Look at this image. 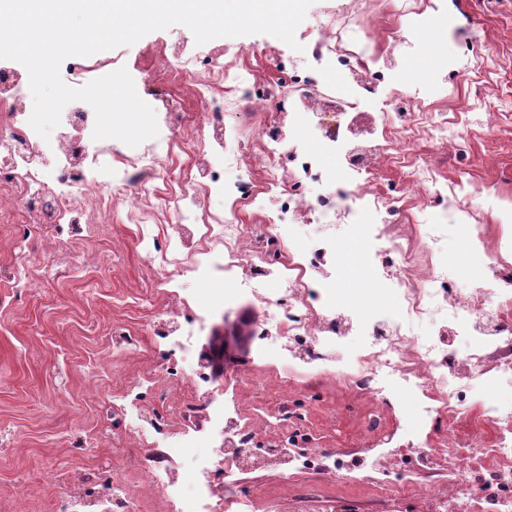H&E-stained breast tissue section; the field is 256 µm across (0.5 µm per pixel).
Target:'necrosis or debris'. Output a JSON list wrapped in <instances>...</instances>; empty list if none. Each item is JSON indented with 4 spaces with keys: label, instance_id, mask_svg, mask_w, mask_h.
I'll return each mask as SVG.
<instances>
[{
    "label": "necrosis or debris",
    "instance_id": "1",
    "mask_svg": "<svg viewBox=\"0 0 512 512\" xmlns=\"http://www.w3.org/2000/svg\"><path fill=\"white\" fill-rule=\"evenodd\" d=\"M231 51L211 41L209 65L199 70L183 50L158 49L147 65L168 86L155 107L159 133L135 147L94 139L95 112L83 101L70 102L53 139L42 138L20 105L27 72L0 71V223L47 229L49 262L67 250L58 225L109 223L113 203H123L135 224L174 214L169 243L185 257L183 272L201 280L221 275L234 288L250 289L261 312L250 326L252 344L275 348L277 361L309 387L346 389L353 398L348 412L360 401L375 407L357 440L372 454L370 471L390 512H449L461 500L470 512H512V494L502 492L512 487V404L466 400L474 381L495 385L512 374V263L490 257L489 277L474 288L442 289L448 266L433 243L447 235V225L396 221L406 202L430 200L424 175L433 164L408 176L409 200L380 196L379 162L411 146L419 132L414 112L397 99L385 111L360 112L344 89L373 95L391 61L372 53L370 43H347L344 25H334L313 53L346 58L345 72L311 87L271 82L257 99L250 93L255 71L226 65ZM230 112L247 113L250 124L227 126ZM180 137L196 149L173 176L168 162ZM335 151L341 178L320 195H306L305 184ZM227 167L240 179L225 190L229 208L220 217L210 211L211 197ZM310 220L320 223L319 238L298 247L292 228ZM347 224L358 225L371 244L367 265L386 275L396 307L389 322L351 310L329 286L340 259L339 229ZM205 320L198 312L191 324L158 328L180 362L148 379L174 377L192 393L180 419L160 421L137 387L125 392L137 416L126 438L146 445L141 485L127 482L117 464L110 482L95 488L78 469L48 476L46 486L68 489L65 512H135L144 489L159 495L165 512H259L256 498L240 491L236 472L321 469L351 479L340 449L312 441L298 449L297 437L286 434L293 412L263 427L238 396L210 387L208 373L185 370L195 327ZM425 324L432 335H421ZM343 346L350 352L337 358ZM401 391L414 397L408 422L396 401ZM219 421L222 439L202 461L203 484L187 494L170 459ZM154 435L164 455L148 448Z\"/></svg>",
    "mask_w": 512,
    "mask_h": 512
}]
</instances>
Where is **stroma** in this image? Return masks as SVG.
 Wrapping results in <instances>:
<instances>
[{
  "label": "stroma",
  "instance_id": "1",
  "mask_svg": "<svg viewBox=\"0 0 512 512\" xmlns=\"http://www.w3.org/2000/svg\"><path fill=\"white\" fill-rule=\"evenodd\" d=\"M403 0H316L295 37L304 52L292 50L268 35H248L252 53L246 61L270 81H288L316 74L317 60L308 52L310 37L322 34L333 17L353 11L359 24L347 35L358 42L390 27H402L412 46L401 48L392 76L376 94L358 102L360 110L379 111L393 93L428 84L438 96L417 104L420 112L448 116L447 136L455 147L445 152L439 139L422 134L418 148L441 165L433 172L430 191L438 206L410 208L408 224H444L447 238L436 242L448 266V285L470 287L486 251L512 257V0H449L444 17L423 5L415 21L402 23ZM180 44L204 56L192 32L175 25L151 32L134 44L110 49L113 68H127L136 89L159 92L142 62L150 49ZM467 66L468 80L457 78ZM163 224H131L124 205L112 208V221L92 232L73 228L72 252L95 249L105 267L82 265L62 258L43 264L35 234L21 224L0 223V497L22 495L28 512H61L62 498L43 493L45 476L75 467L97 472L112 459L117 425L103 418L106 408L121 405V393L143 369L164 363V342L153 329L165 314L159 297L176 288L199 306L224 295L227 281L199 283L182 275L172 263L149 262L147 244L162 238ZM483 237L486 251L463 249L466 238ZM341 260L335 288L342 303L372 307L380 320L392 312L391 299L378 288L374 272L364 265L362 247L339 243ZM125 328L143 339L140 352L127 355L112 344L115 329ZM237 393L260 408L278 396L299 400L309 409L307 427L318 442L354 435L350 423L328 425L322 410L340 397L331 389L316 392L289 383L280 371L238 385ZM245 486L259 498L278 493L283 484L312 489L307 512H319L322 500L340 494L368 507L377 495L371 484L338 481L315 472L284 477L267 470L245 474Z\"/></svg>",
  "mask_w": 512,
  "mask_h": 512
}]
</instances>
